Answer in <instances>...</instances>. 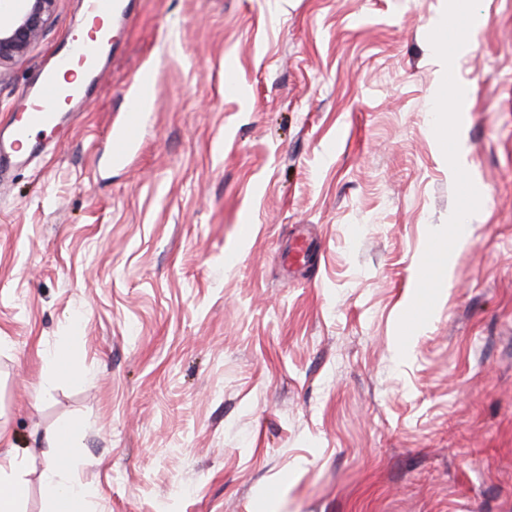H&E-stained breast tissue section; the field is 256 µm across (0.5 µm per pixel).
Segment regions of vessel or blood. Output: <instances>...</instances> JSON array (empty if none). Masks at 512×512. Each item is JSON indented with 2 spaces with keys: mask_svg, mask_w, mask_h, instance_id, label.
<instances>
[{
  "mask_svg": "<svg viewBox=\"0 0 512 512\" xmlns=\"http://www.w3.org/2000/svg\"><path fill=\"white\" fill-rule=\"evenodd\" d=\"M135 0H82L92 18L91 34L73 33L68 46L55 61L44 65L36 83L18 103V117L0 139V172L26 162L43 150L65 115L74 113L116 50L115 29L130 21ZM153 73L145 69L137 76L138 95L129 97L123 121L110 133L111 156L122 161L138 141L146 103V90Z\"/></svg>",
  "mask_w": 512,
  "mask_h": 512,
  "instance_id": "1",
  "label": "vessel or blood"
}]
</instances>
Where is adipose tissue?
I'll return each instance as SVG.
<instances>
[{
  "mask_svg": "<svg viewBox=\"0 0 512 512\" xmlns=\"http://www.w3.org/2000/svg\"><path fill=\"white\" fill-rule=\"evenodd\" d=\"M45 445L49 460L42 472V483L48 495V512H92L88 491L68 472L70 451L78 445L75 427H58L46 436ZM19 468L11 439L0 429V512H22L28 486L19 475Z\"/></svg>",
  "mask_w": 512,
  "mask_h": 512,
  "instance_id": "ef3b65f1",
  "label": "adipose tissue"
}]
</instances>
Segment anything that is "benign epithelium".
<instances>
[{"mask_svg":"<svg viewBox=\"0 0 512 512\" xmlns=\"http://www.w3.org/2000/svg\"><path fill=\"white\" fill-rule=\"evenodd\" d=\"M57 0H0V67L27 53L49 23Z\"/></svg>","mask_w":512,"mask_h":512,"instance_id":"7a95c632","label":"benign epithelium"}]
</instances>
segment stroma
<instances>
[{
    "label": "stroma",
    "instance_id": "obj_1",
    "mask_svg": "<svg viewBox=\"0 0 512 512\" xmlns=\"http://www.w3.org/2000/svg\"><path fill=\"white\" fill-rule=\"evenodd\" d=\"M448 5L137 0L79 116L0 183L24 512L64 424L95 512H512V0ZM83 21L57 0L0 68V126ZM60 346L73 374L42 387ZM153 73L144 69L137 76L139 94L129 96L126 102L125 115L119 128L110 129L111 157L122 161L134 144L139 140L146 103L145 91L152 85Z\"/></svg>",
    "mask_w": 512,
    "mask_h": 512
}]
</instances>
